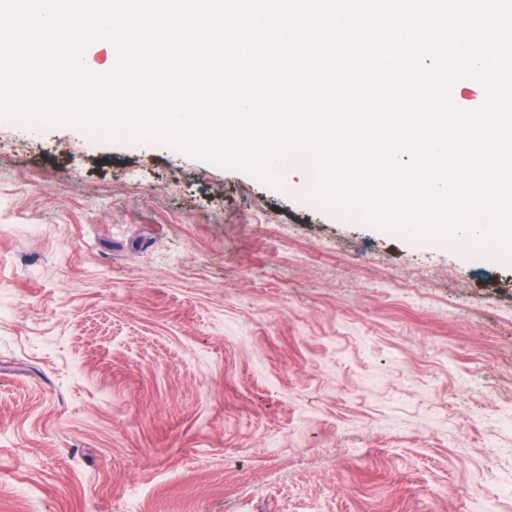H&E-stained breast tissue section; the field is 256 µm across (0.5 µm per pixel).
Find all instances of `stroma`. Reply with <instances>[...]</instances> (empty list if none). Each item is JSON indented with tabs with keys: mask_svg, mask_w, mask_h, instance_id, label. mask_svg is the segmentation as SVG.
<instances>
[{
	"mask_svg": "<svg viewBox=\"0 0 512 512\" xmlns=\"http://www.w3.org/2000/svg\"><path fill=\"white\" fill-rule=\"evenodd\" d=\"M478 250L0 119V512H512V261Z\"/></svg>",
	"mask_w": 512,
	"mask_h": 512,
	"instance_id": "35a3bbf8",
	"label": "stroma"
}]
</instances>
